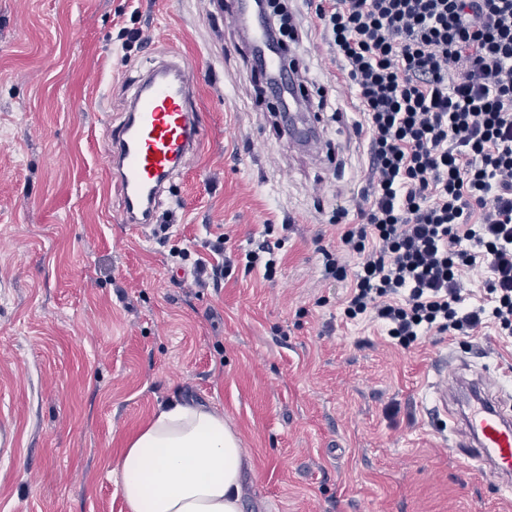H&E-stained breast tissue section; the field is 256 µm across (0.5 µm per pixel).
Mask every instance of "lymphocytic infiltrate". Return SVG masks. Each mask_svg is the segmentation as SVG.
<instances>
[{"label":"lymphocytic infiltrate","mask_w":512,"mask_h":512,"mask_svg":"<svg viewBox=\"0 0 512 512\" xmlns=\"http://www.w3.org/2000/svg\"><path fill=\"white\" fill-rule=\"evenodd\" d=\"M315 18L369 155L324 253L346 317L405 347L487 323L511 336L512 0H319ZM480 258L487 302L468 307L459 274Z\"/></svg>","instance_id":"1"}]
</instances>
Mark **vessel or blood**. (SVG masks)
I'll return each mask as SVG.
<instances>
[{
	"label": "vessel or blood",
	"instance_id": "1",
	"mask_svg": "<svg viewBox=\"0 0 512 512\" xmlns=\"http://www.w3.org/2000/svg\"><path fill=\"white\" fill-rule=\"evenodd\" d=\"M224 9L247 25L256 49L254 62L271 78L269 93L296 95L285 55L268 44L269 22L254 15L252 0H226ZM195 94L194 77L179 57L160 62L138 85L108 148L121 221L142 237H151L156 229L153 219L165 184L201 149ZM448 431L452 448L467 466L485 467L501 481L512 478V413L498 396L479 389L464 411L449 418Z\"/></svg>",
	"mask_w": 512,
	"mask_h": 512
}]
</instances>
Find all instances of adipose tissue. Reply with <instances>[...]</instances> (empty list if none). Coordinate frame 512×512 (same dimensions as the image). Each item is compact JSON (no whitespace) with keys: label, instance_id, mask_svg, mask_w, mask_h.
<instances>
[{"label":"adipose tissue","instance_id":"ef3b65f1","mask_svg":"<svg viewBox=\"0 0 512 512\" xmlns=\"http://www.w3.org/2000/svg\"><path fill=\"white\" fill-rule=\"evenodd\" d=\"M247 457L222 414L171 400L115 461L126 512H241Z\"/></svg>","mask_w":512,"mask_h":512}]
</instances>
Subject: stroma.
Masks as SVG:
<instances>
[{
  "instance_id": "obj_1",
  "label": "stroma",
  "mask_w": 512,
  "mask_h": 512,
  "mask_svg": "<svg viewBox=\"0 0 512 512\" xmlns=\"http://www.w3.org/2000/svg\"><path fill=\"white\" fill-rule=\"evenodd\" d=\"M150 41L126 47L128 33ZM198 75L202 148L166 186L153 239L120 220L107 131L154 65ZM338 108L320 153L290 145L240 33L209 0H0V512H124L114 464L172 399L239 434L242 512H512L462 467L428 412L444 351L512 393V336L429 334L402 348L347 319L324 276L333 209L368 179L354 98L318 31L295 50ZM285 225L274 278L237 265L197 287L178 250L241 256Z\"/></svg>"
}]
</instances>
